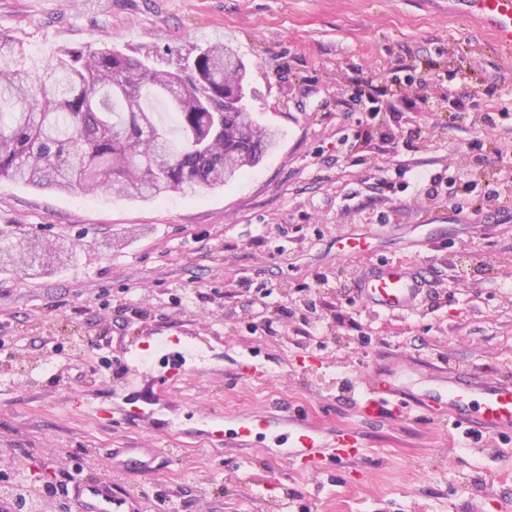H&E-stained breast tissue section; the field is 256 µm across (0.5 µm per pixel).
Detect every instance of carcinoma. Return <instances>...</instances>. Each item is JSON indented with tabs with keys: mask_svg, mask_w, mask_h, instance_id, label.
Returning a JSON list of instances; mask_svg holds the SVG:
<instances>
[{
	"mask_svg": "<svg viewBox=\"0 0 512 512\" xmlns=\"http://www.w3.org/2000/svg\"><path fill=\"white\" fill-rule=\"evenodd\" d=\"M225 48L209 43L175 72L113 45L66 48L37 70L0 35V179L143 201L224 186L232 156L255 166L279 142L254 120L245 66ZM150 99L169 102L176 127L158 121ZM37 257L25 240L0 247V266Z\"/></svg>",
	"mask_w": 512,
	"mask_h": 512,
	"instance_id": "cac0c4a2",
	"label": "carcinoma"
}]
</instances>
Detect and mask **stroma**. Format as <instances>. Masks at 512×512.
Masks as SVG:
<instances>
[{
  "label": "stroma",
  "instance_id": "35a3bbf8",
  "mask_svg": "<svg viewBox=\"0 0 512 512\" xmlns=\"http://www.w3.org/2000/svg\"><path fill=\"white\" fill-rule=\"evenodd\" d=\"M0 33L37 67L113 44L173 71L223 41L259 122L280 133L256 167L193 196L0 180V242L57 249L0 270L1 461L57 484L108 473L175 512L512 507V431L417 401L450 373L512 381V210L492 199L512 168L474 148L488 138L512 154V52L452 0H0ZM415 171L439 178L438 194ZM348 234L368 250L341 256ZM383 260L424 266L418 310L379 315L354 294L358 271ZM262 288L273 310L252 304ZM177 347L194 354L185 373L143 366ZM367 377L398 389V405L363 414ZM280 402L324 435L354 430L362 460L312 467L273 437L241 446L205 427Z\"/></svg>",
  "mask_w": 512,
  "mask_h": 512
}]
</instances>
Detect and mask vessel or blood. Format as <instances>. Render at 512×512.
Here are the masks:
<instances>
[{"mask_svg":"<svg viewBox=\"0 0 512 512\" xmlns=\"http://www.w3.org/2000/svg\"><path fill=\"white\" fill-rule=\"evenodd\" d=\"M465 13L492 34L503 49L512 50V0H460ZM430 282L419 266L383 262L363 271L353 288L360 299L382 313H404L415 308ZM446 396H432L422 402L426 408L445 407L463 411L477 406L476 425L485 430H512V382L473 384L448 377ZM294 455L314 462L331 456L353 462L362 450L355 434L341 429L334 440L323 439L314 429L290 422L285 435ZM75 512H138V500L114 489L111 479L86 478L71 488Z\"/></svg>","mask_w":512,"mask_h":512,"instance_id":"vessel-or-blood-1","label":"vessel or blood"}]
</instances>
